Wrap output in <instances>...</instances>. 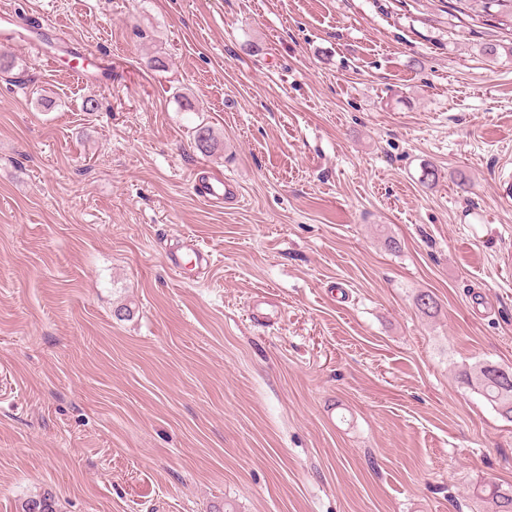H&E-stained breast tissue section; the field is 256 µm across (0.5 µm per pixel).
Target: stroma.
Instances as JSON below:
<instances>
[{
	"label": "stroma",
	"instance_id": "35a3bbf8",
	"mask_svg": "<svg viewBox=\"0 0 512 512\" xmlns=\"http://www.w3.org/2000/svg\"><path fill=\"white\" fill-rule=\"evenodd\" d=\"M0 47V512L512 490V422L460 379L512 370V35L447 0H0ZM185 235L208 273L169 269ZM195 187L201 192V197L208 203L224 200L225 204L232 202L237 196V187L219 177H211L206 173H197Z\"/></svg>",
	"mask_w": 512,
	"mask_h": 512
}]
</instances>
